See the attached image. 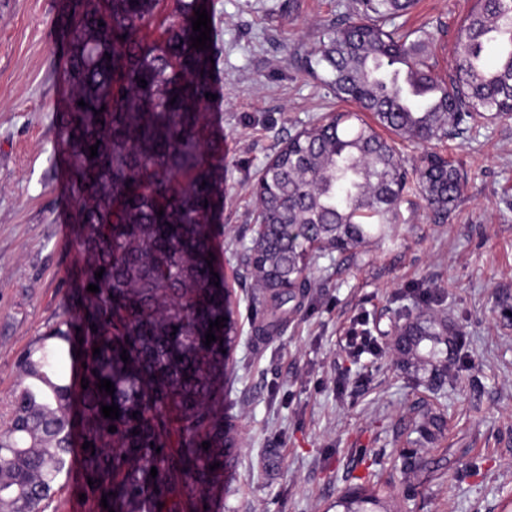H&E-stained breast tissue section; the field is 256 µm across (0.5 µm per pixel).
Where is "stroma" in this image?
<instances>
[{
	"label": "stroma",
	"mask_w": 512,
	"mask_h": 512,
	"mask_svg": "<svg viewBox=\"0 0 512 512\" xmlns=\"http://www.w3.org/2000/svg\"><path fill=\"white\" fill-rule=\"evenodd\" d=\"M351 0H211L224 142L220 260L237 345L224 384V421L241 445L224 451L221 512H343L379 483L368 512H512V119L433 142L467 174L456 206L435 219L406 191L381 240L316 258L311 288L275 333L247 277L238 240L254 184L281 144L339 103L307 68L324 25ZM473 0H418L403 30L428 25L437 72L452 68L457 26ZM56 0H0V411L17 384L14 360L62 318L86 263L63 244L55 191L61 153L54 97L64 81ZM434 308L457 341L448 376L407 360L394 340L407 318ZM381 355L341 344L358 320ZM445 420L427 437V411ZM426 466L411 474L414 458Z\"/></svg>",
	"instance_id": "35a3bbf8"
}]
</instances>
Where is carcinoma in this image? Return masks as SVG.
I'll return each mask as SVG.
<instances>
[{
	"instance_id": "obj_1",
	"label": "carcinoma",
	"mask_w": 512,
	"mask_h": 512,
	"mask_svg": "<svg viewBox=\"0 0 512 512\" xmlns=\"http://www.w3.org/2000/svg\"><path fill=\"white\" fill-rule=\"evenodd\" d=\"M413 4L354 0L309 54L354 108L288 138L259 177L269 225L247 247V272L269 293L266 334L311 287L316 254L378 238L393 223L408 176L381 131L428 143L512 116V0H476L446 79L436 75L430 30L395 23ZM200 6L208 0H186L160 46L141 37L154 0H66L59 17L71 91L57 123L72 157L70 221L88 266L65 317L15 359L18 385L0 426V512H54L57 484L85 442L93 447L81 450V489L93 512H185L224 494V449L236 445L224 425V376L237 336L218 260L224 147L205 112L216 50L212 40L192 47ZM464 179L453 161L427 152L414 185L445 218ZM218 317L224 327L209 329ZM209 331L216 340L207 346ZM426 340L432 356L451 346L446 317L418 315L395 347L416 357ZM70 351L86 362L72 380L62 369ZM102 379L114 394L98 389ZM112 404L117 419L101 413Z\"/></svg>"
}]
</instances>
